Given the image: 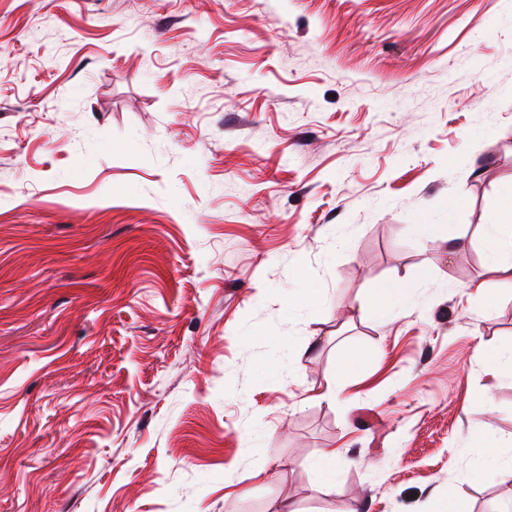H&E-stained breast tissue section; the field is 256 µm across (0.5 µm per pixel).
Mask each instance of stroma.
<instances>
[{
	"mask_svg": "<svg viewBox=\"0 0 512 512\" xmlns=\"http://www.w3.org/2000/svg\"><path fill=\"white\" fill-rule=\"evenodd\" d=\"M511 185L512 0H0V512H501ZM484 247L491 268L498 274L495 288H512V191L505 190L498 199V222L488 225ZM372 290V310L384 317L393 314L406 301L409 289L401 282H385ZM480 355L486 367L492 374H500L505 369H509L512 373V351L505 354L501 351L487 348L482 349L480 351ZM340 453L333 448L326 450L321 458L317 469L318 483H332L336 480V471Z\"/></svg>",
	"mask_w": 512,
	"mask_h": 512,
	"instance_id": "35a3bbf8",
	"label": "stroma"
}]
</instances>
